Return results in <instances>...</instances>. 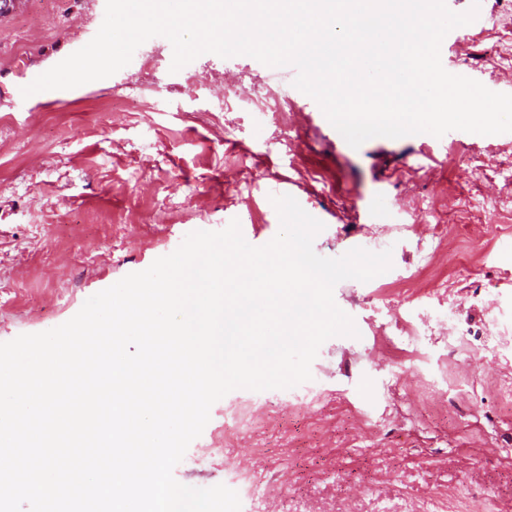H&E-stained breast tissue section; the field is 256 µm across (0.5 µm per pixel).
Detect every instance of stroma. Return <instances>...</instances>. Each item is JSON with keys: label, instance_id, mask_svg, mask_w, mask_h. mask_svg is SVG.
Wrapping results in <instances>:
<instances>
[{"label": "stroma", "instance_id": "stroma-1", "mask_svg": "<svg viewBox=\"0 0 512 512\" xmlns=\"http://www.w3.org/2000/svg\"><path fill=\"white\" fill-rule=\"evenodd\" d=\"M446 4L479 7L445 36L447 71L512 94V64L495 55L503 0ZM105 6L25 0L0 14V343L67 322L191 232L235 219L250 245L267 244L280 228L271 199L289 195L324 225L317 255L366 247L374 233L392 267L335 286L359 335L326 340L311 380L216 401L192 445L219 454L204 468L178 463L175 479L209 488L248 466L253 512H512V223L469 224L463 212L498 199L512 212V182L477 180L466 164L512 148V132L355 149L275 68L207 53L174 73L161 36L64 103L23 97L26 75L93 37ZM272 80L301 115L293 151L231 92ZM118 99L129 110L113 111ZM432 226L442 245L420 268L416 245ZM399 315L424 333L419 359L387 344ZM249 400L255 418L236 426L230 411Z\"/></svg>", "mask_w": 512, "mask_h": 512}]
</instances>
